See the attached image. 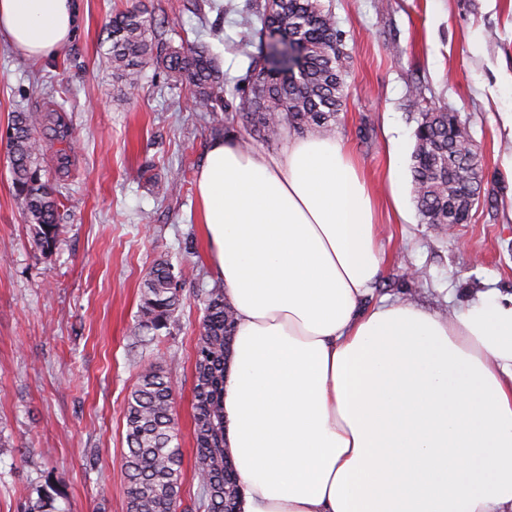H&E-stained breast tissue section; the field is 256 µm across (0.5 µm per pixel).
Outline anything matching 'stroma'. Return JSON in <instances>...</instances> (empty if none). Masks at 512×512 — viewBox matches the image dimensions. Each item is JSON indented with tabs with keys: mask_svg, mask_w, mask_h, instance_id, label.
<instances>
[{
	"mask_svg": "<svg viewBox=\"0 0 512 512\" xmlns=\"http://www.w3.org/2000/svg\"><path fill=\"white\" fill-rule=\"evenodd\" d=\"M198 15L185 0H78L80 24L51 56L29 60L0 41V512H128L121 460L127 400L148 367L174 385L181 512H199L193 388L200 295L220 285L198 222L195 174L216 134L263 149L228 112H200L186 86L146 68L124 93L106 63L113 9L139 6L161 50L207 45L232 99L255 45L258 0H220ZM349 55L348 99L332 131L381 190L383 272L366 305L412 302L461 312L476 293H512V0H322ZM57 107L73 130L44 140L42 181L60 192L61 231L34 240L10 172L15 112ZM445 109L479 155L481 194L469 223H421L411 156L417 114ZM403 146L389 195L387 150ZM181 271L177 323L147 345L135 331L148 270Z\"/></svg>",
	"mask_w": 512,
	"mask_h": 512,
	"instance_id": "obj_1",
	"label": "stroma"
}]
</instances>
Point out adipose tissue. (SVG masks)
Masks as SVG:
<instances>
[{
    "label": "adipose tissue",
    "mask_w": 512,
    "mask_h": 512,
    "mask_svg": "<svg viewBox=\"0 0 512 512\" xmlns=\"http://www.w3.org/2000/svg\"><path fill=\"white\" fill-rule=\"evenodd\" d=\"M78 24L76 0H0V40L29 58ZM196 194L236 312L238 512H512V294L453 319L362 308L384 265L376 203L332 137L279 154L214 139Z\"/></svg>",
    "instance_id": "adipose-tissue-1"
}]
</instances>
